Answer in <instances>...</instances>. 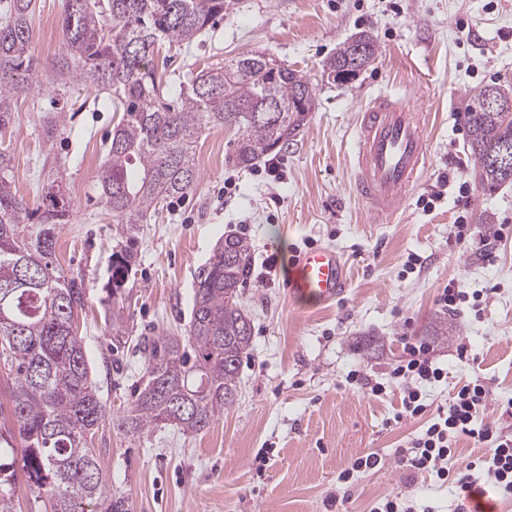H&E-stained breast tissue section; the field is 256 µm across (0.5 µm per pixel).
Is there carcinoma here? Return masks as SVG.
<instances>
[{
    "label": "carcinoma",
    "instance_id": "carcinoma-1",
    "mask_svg": "<svg viewBox=\"0 0 512 512\" xmlns=\"http://www.w3.org/2000/svg\"><path fill=\"white\" fill-rule=\"evenodd\" d=\"M33 0H5L0 22V130L18 100L38 82L31 55ZM231 0H66L61 26L65 52L52 62L63 83L112 93L121 113L112 129L99 190L121 244L112 253V330L124 324L118 307L124 283L136 273L140 224L164 200L199 180L195 144L208 126L234 128L231 161L248 169L261 156L293 140L315 107L316 84L305 73L260 53L204 68L180 87L176 103L163 101V85L149 64L163 44L195 41L224 14ZM353 42L345 41L323 64L321 78L354 79L346 67ZM492 90L512 100V90L486 85L467 95L468 147L481 187L512 183V166L498 162L512 151V118L484 107ZM11 160L0 151V359L16 369L11 391L13 428L0 432V512H13L17 491L13 464L22 453L28 482L46 491L52 512H128L124 497L106 491V473L87 436L105 416L82 338L78 311L85 307V279L49 271L56 228L69 221L60 185L43 199L41 228L22 235L29 207L12 190ZM253 267L251 244L226 235L194 278L187 336L151 344L143 382L113 422L140 434L175 426L207 430L233 406L242 359L252 341L251 320L240 302ZM20 438L22 448L15 446Z\"/></svg>",
    "mask_w": 512,
    "mask_h": 512
}]
</instances>
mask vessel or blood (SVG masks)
Masks as SVG:
<instances>
[{"mask_svg": "<svg viewBox=\"0 0 512 512\" xmlns=\"http://www.w3.org/2000/svg\"><path fill=\"white\" fill-rule=\"evenodd\" d=\"M430 113L409 100L376 98L359 115L355 146V190L376 218L396 215L418 183L428 157ZM348 283L343 258L330 247L299 255L288 274V290L324 303Z\"/></svg>", "mask_w": 512, "mask_h": 512, "instance_id": "b4317fda", "label": "vessel or blood"}]
</instances>
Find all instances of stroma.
Masks as SVG:
<instances>
[{
	"label": "stroma",
	"mask_w": 512,
	"mask_h": 512,
	"mask_svg": "<svg viewBox=\"0 0 512 512\" xmlns=\"http://www.w3.org/2000/svg\"><path fill=\"white\" fill-rule=\"evenodd\" d=\"M63 6L64 0H34L31 53L39 82L0 130V150L11 157L14 191L30 207L39 205L52 175L63 177L71 214L57 231L52 265L88 284L76 325L106 405L88 445L109 475L108 489L126 497L129 512H327L325 500L340 474L356 455L372 451L384 466L354 476L342 512H372L379 498L403 488L418 512H455L450 485L407 478L393 465L397 448L421 429L417 421L392 424L398 386L376 397L348 375L357 370L383 379L409 336L425 341L448 370L445 382L427 386L430 402L445 403L454 387L476 377L498 406L512 400V237L497 242L487 261L459 251L453 236L464 210L479 235L512 225V183L481 188L466 150L465 113L469 91L494 83L512 89V0H232L190 46L155 51L151 65L172 101L192 73L246 53H268L316 78L330 54L357 33L370 32L379 45L354 80L319 85L306 124L277 153L279 177L268 176L260 161L248 170L229 162L236 129L203 131L198 183L163 201L140 229L119 337L112 333L107 287L119 234L98 188L119 115L108 92L60 86L50 72L64 49ZM381 94L408 97L431 114L422 180L385 222L370 216L352 189L357 114ZM61 110L65 125L46 140L44 120ZM443 174L447 197L424 210L421 194ZM228 177L236 183L231 194L224 191ZM229 233L245 237L256 259H278L275 271L250 276L243 289L252 345L235 404L199 434L174 426L120 433L113 420L142 382L141 342L184 335L193 273ZM310 246L335 249L347 265V288L333 302L319 305L287 292L288 266ZM411 254L421 257L420 271H406ZM452 278L482 292L481 315H444L436 294ZM442 315L447 336L428 335ZM462 345L476 360L459 358ZM261 448L273 456L259 473L252 462Z\"/></svg>",
	"instance_id": "1"
}]
</instances>
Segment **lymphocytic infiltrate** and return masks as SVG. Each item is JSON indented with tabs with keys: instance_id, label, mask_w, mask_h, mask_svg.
Masks as SVG:
<instances>
[{
	"instance_id": "lymphocytic-infiltrate-1",
	"label": "lymphocytic infiltrate",
	"mask_w": 512,
	"mask_h": 512,
	"mask_svg": "<svg viewBox=\"0 0 512 512\" xmlns=\"http://www.w3.org/2000/svg\"><path fill=\"white\" fill-rule=\"evenodd\" d=\"M388 375V382H396L401 389L394 423H422L421 431L396 453L399 468L413 476L429 475L452 484L461 501L478 490L475 475L479 472L487 475L495 491L512 496V430L487 420L491 399L484 380L473 378L455 388L446 404L431 406L424 388L444 381L448 372L433 358L429 345L409 339ZM462 436L484 446L485 452L461 469L452 459L453 446Z\"/></svg>"
}]
</instances>
